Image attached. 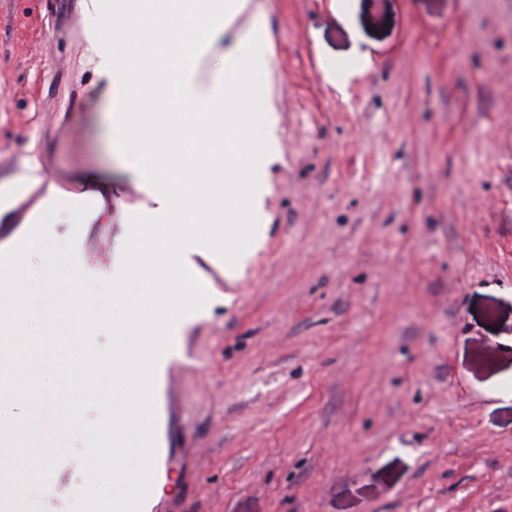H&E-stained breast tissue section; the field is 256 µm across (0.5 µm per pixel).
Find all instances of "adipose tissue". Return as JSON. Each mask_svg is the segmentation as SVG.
Listing matches in <instances>:
<instances>
[{
  "instance_id": "ef3b65f1",
  "label": "adipose tissue",
  "mask_w": 512,
  "mask_h": 512,
  "mask_svg": "<svg viewBox=\"0 0 512 512\" xmlns=\"http://www.w3.org/2000/svg\"><path fill=\"white\" fill-rule=\"evenodd\" d=\"M248 8V0H88V38L95 67L112 104V124L131 148L149 204L126 217L128 241L144 232L161 239L178 271H198L199 260L224 263V277L234 280L262 246L258 222L263 211L268 165L278 150L277 117L266 116L263 137H256L239 118L240 102L232 90L248 75L268 69L270 59L258 41L241 43L238 53L222 57L215 73L203 78L202 55L224 40V33ZM113 23L126 40L129 54L116 56L99 39L101 21ZM151 86L165 104L158 121L137 126L129 120V91ZM45 190L52 204L44 219H56L67 208L56 205L60 191L41 166L31 163L0 183V218L11 213L19 191ZM226 198V213L251 205L249 227L239 230L235 249H228L220 225L211 221L212 199Z\"/></svg>"
}]
</instances>
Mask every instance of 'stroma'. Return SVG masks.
Listing matches in <instances>:
<instances>
[{"label": "stroma", "instance_id": "stroma-1", "mask_svg": "<svg viewBox=\"0 0 512 512\" xmlns=\"http://www.w3.org/2000/svg\"><path fill=\"white\" fill-rule=\"evenodd\" d=\"M85 0H0V181L30 162L100 213L56 223L108 278L145 204ZM279 150L264 247L157 380L180 451L157 512H512V0H252Z\"/></svg>", "mask_w": 512, "mask_h": 512}]
</instances>
